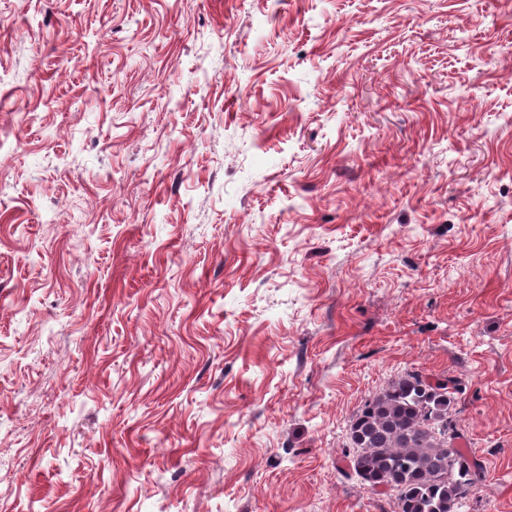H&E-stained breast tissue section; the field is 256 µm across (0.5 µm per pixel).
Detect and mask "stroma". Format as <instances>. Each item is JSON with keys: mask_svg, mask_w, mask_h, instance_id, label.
<instances>
[{"mask_svg": "<svg viewBox=\"0 0 512 512\" xmlns=\"http://www.w3.org/2000/svg\"><path fill=\"white\" fill-rule=\"evenodd\" d=\"M413 368L512 512V0H0L5 512H396Z\"/></svg>", "mask_w": 512, "mask_h": 512, "instance_id": "obj_1", "label": "stroma"}]
</instances>
